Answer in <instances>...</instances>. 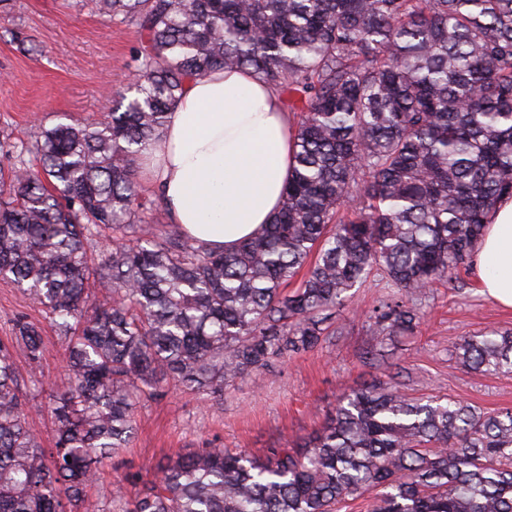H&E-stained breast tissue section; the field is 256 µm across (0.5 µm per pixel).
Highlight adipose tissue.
<instances>
[{"instance_id":"1","label":"adipose tissue","mask_w":512,"mask_h":512,"mask_svg":"<svg viewBox=\"0 0 512 512\" xmlns=\"http://www.w3.org/2000/svg\"><path fill=\"white\" fill-rule=\"evenodd\" d=\"M292 119L276 93L246 70L191 80L163 142L142 160L169 220L210 247L231 249L270 223L292 168ZM483 292L512 307V199L491 210L476 246Z\"/></svg>"}]
</instances>
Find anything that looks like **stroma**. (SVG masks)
Instances as JSON below:
<instances>
[{
	"instance_id": "obj_1",
	"label": "stroma",
	"mask_w": 512,
	"mask_h": 512,
	"mask_svg": "<svg viewBox=\"0 0 512 512\" xmlns=\"http://www.w3.org/2000/svg\"><path fill=\"white\" fill-rule=\"evenodd\" d=\"M140 42L136 25L108 19L65 0H0V135L33 145L41 126L69 116L101 119L113 91L125 86ZM384 281L361 288L332 319L335 336L321 347L275 362L260 374L229 382L203 399L170 393L146 402L134 438L104 467L99 493L127 473L151 478L158 464L195 448L244 449L260 455L318 428L348 388L391 373L410 397L459 399L486 411L512 408V375L478 376L455 356L464 336L512 329V309L481 293L476 271L435 283L411 335L377 342L369 315L389 295ZM43 315L10 281L0 279V339L19 316Z\"/></svg>"
}]
</instances>
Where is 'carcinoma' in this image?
Listing matches in <instances>:
<instances>
[{
  "label": "carcinoma",
  "instance_id": "obj_1",
  "mask_svg": "<svg viewBox=\"0 0 512 512\" xmlns=\"http://www.w3.org/2000/svg\"><path fill=\"white\" fill-rule=\"evenodd\" d=\"M90 2L140 30L135 95L42 127L31 149L0 138L16 155L0 167V277L42 308L68 370L61 387L34 376L45 448L13 360L18 347L40 370L42 328L22 316L0 342V512H336L377 487L369 512H512V410L409 398L392 376L344 393L291 448H200L90 494L142 402L219 394L318 348L371 276L396 289L373 335L411 334L415 298L471 266L488 212L512 199V0ZM216 68L251 71L298 117L283 205L232 250L159 227L134 173L185 85ZM456 359L512 374V331L465 336Z\"/></svg>",
  "mask_w": 512,
  "mask_h": 512
}]
</instances>
